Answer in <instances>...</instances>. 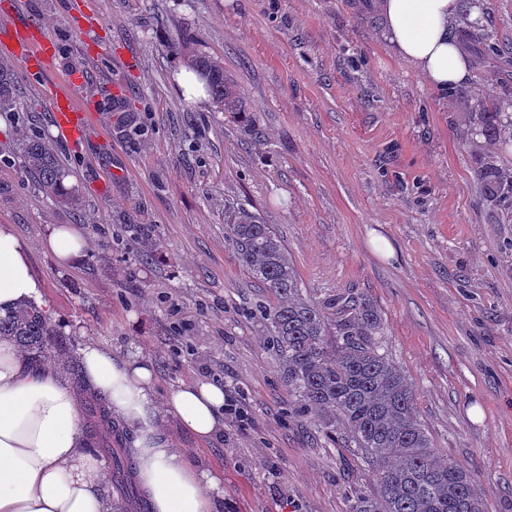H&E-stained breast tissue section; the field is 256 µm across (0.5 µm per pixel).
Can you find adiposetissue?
I'll return each mask as SVG.
<instances>
[{
  "label": "adipose tissue",
  "mask_w": 512,
  "mask_h": 512,
  "mask_svg": "<svg viewBox=\"0 0 512 512\" xmlns=\"http://www.w3.org/2000/svg\"><path fill=\"white\" fill-rule=\"evenodd\" d=\"M381 36L435 91L465 82L468 57L451 31L462 14L460 0H376ZM42 285L12 225H0V312L38 298ZM92 388L133 429L135 475L149 512H217L224 492L174 448L163 429L171 416L199 440L221 428L224 389L195 382L158 398L152 365L96 345L82 351ZM76 393L56 370L29 368L14 345L0 340V512H112L98 491L100 461L84 451Z\"/></svg>",
  "instance_id": "obj_1"
}]
</instances>
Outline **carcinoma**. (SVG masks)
I'll list each match as a JSON object with an SVG mask.
<instances>
[{
  "mask_svg": "<svg viewBox=\"0 0 512 512\" xmlns=\"http://www.w3.org/2000/svg\"><path fill=\"white\" fill-rule=\"evenodd\" d=\"M482 0H465L459 37H474L485 50L511 64L484 28ZM189 64L220 111L240 113L241 102L224 82V66L205 54ZM22 111L17 96V71L0 62V112ZM473 135L484 139L478 171L485 192L512 199V177L499 167L497 150L512 145V113L488 98L474 113ZM18 154L23 167L58 206L76 209L78 191L65 184V165L41 131L22 129ZM224 240L254 278L275 297L260 311L288 390L307 412L323 419L328 438L341 417L350 441L370 467L377 484L373 494L358 493L352 512H484L481 486L471 470L438 454L416 408L413 389L402 370L381 352L383 326L373 304L354 297L314 302L303 294L300 279L283 239L259 214L242 206L224 213ZM12 341L29 366L63 360L70 385L83 394L88 420L85 447L100 449L111 460L112 485L121 498L141 495L132 487V463L120 454L132 436L112 418L106 397L89 391L75 348L51 314L35 303L0 314V338Z\"/></svg>",
  "mask_w": 512,
  "mask_h": 512,
  "instance_id": "1",
  "label": "carcinoma"
}]
</instances>
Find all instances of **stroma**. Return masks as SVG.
<instances>
[{
    "mask_svg": "<svg viewBox=\"0 0 512 512\" xmlns=\"http://www.w3.org/2000/svg\"><path fill=\"white\" fill-rule=\"evenodd\" d=\"M372 2L0 0V27L57 41L51 81L86 71L99 98L83 138L65 143L40 82L20 75L26 121L53 138L82 205L43 195L2 114L0 224L77 347L141 354L161 397L197 381L243 394L246 427L225 421L206 441L168 429L232 512H351L375 487L344 424L328 440L281 378L256 318L274 298L224 240L237 205L284 239L309 299L375 306L434 447L476 475L485 512H512V202L484 192L467 141L478 102L512 89V67L471 61L439 95L393 57ZM195 53L223 63L242 115L184 96ZM60 224L88 243L66 269L47 249Z\"/></svg>",
    "mask_w": 512,
    "mask_h": 512,
    "instance_id": "stroma-1",
    "label": "stroma"
}]
</instances>
